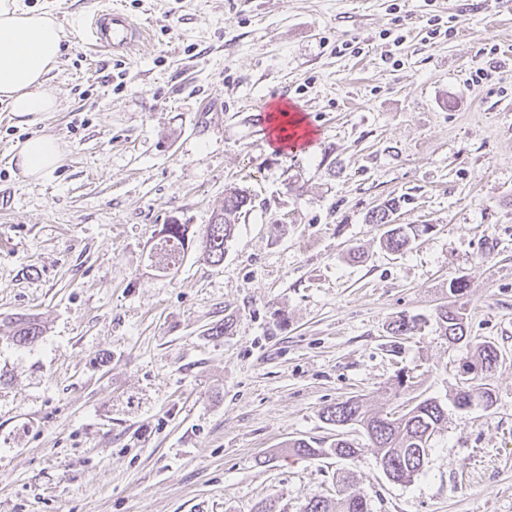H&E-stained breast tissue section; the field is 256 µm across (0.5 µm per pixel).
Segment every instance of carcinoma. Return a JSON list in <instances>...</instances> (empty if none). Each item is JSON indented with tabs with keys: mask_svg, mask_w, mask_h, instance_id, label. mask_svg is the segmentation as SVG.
<instances>
[{
	"mask_svg": "<svg viewBox=\"0 0 512 512\" xmlns=\"http://www.w3.org/2000/svg\"><path fill=\"white\" fill-rule=\"evenodd\" d=\"M251 202L247 190L232 187L225 190L224 205L215 215L211 224L197 236L190 224H165L155 250L158 263L167 270L180 268L189 248L199 243L212 262L219 264L233 240L239 217ZM395 203L391 200L372 210L367 220L371 224L387 227L381 244L389 251L399 252L408 248L431 229L429 224H396L393 214ZM437 322L444 335L462 340L466 335L464 313L455 306H444L438 310ZM12 341L18 345H31L41 336L36 319L20 315L10 320ZM417 330V319L402 315L390 323L393 336H410ZM497 349L490 343L475 346L473 360L467 367L473 370L468 391L456 392L454 404L462 409L469 402L479 399L487 407L493 405L491 389L483 380L491 374V364L497 360ZM447 403L434 397L425 398L400 411L386 415H372L364 410L359 397H350L329 406L323 411L324 419L330 424L347 422L351 427L361 428L376 448L377 458L385 462L393 480L409 482L418 475L428 455L429 442L439 426L446 420ZM288 452L301 459H315L323 455H334L340 459L353 460L361 452L359 444L336 433L328 447L316 448L305 439L288 442ZM303 512H368L366 501L356 494L348 493L336 499L312 496L306 502Z\"/></svg>",
	"mask_w": 512,
	"mask_h": 512,
	"instance_id": "1",
	"label": "carcinoma"
}]
</instances>
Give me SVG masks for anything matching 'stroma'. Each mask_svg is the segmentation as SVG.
<instances>
[{"instance_id":"obj_1","label":"stroma","mask_w":512,"mask_h":512,"mask_svg":"<svg viewBox=\"0 0 512 512\" xmlns=\"http://www.w3.org/2000/svg\"><path fill=\"white\" fill-rule=\"evenodd\" d=\"M25 2L69 50L49 80L60 111L26 125L0 104V512H302L340 490L370 512H512V8ZM113 7L149 39L87 44L85 19ZM278 93L308 148L272 150L253 121ZM39 135L65 157L29 182L11 157ZM233 186L252 203L223 263L195 245L158 270L162 226L203 231ZM389 199L396 223L432 227L400 253L366 219ZM451 302L467 342L435 320ZM403 313L422 325L397 340ZM24 314L42 334L18 347ZM483 342L493 406L448 407L411 482L354 429L356 460L289 456L331 442L322 412L349 397L383 414L446 399Z\"/></svg>"}]
</instances>
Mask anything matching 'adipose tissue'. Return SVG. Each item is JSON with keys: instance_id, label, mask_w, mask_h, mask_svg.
I'll return each mask as SVG.
<instances>
[{"instance_id": "ef3b65f1", "label": "adipose tissue", "mask_w": 512, "mask_h": 512, "mask_svg": "<svg viewBox=\"0 0 512 512\" xmlns=\"http://www.w3.org/2000/svg\"><path fill=\"white\" fill-rule=\"evenodd\" d=\"M67 50L63 29L50 12L28 9L22 0H0V103L18 123L30 124L35 115L57 110L49 75ZM63 158L61 142L40 135L27 139L12 161L24 178L41 179Z\"/></svg>"}]
</instances>
